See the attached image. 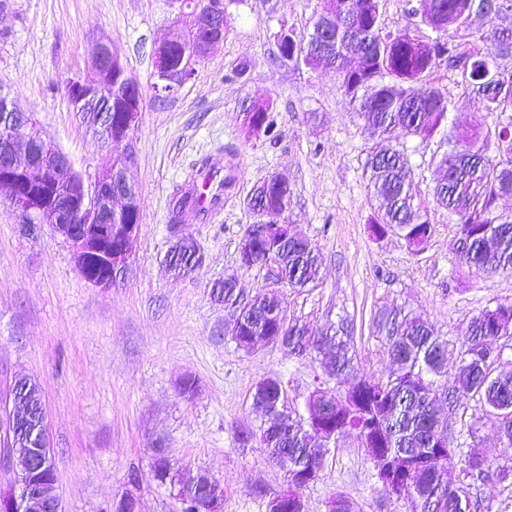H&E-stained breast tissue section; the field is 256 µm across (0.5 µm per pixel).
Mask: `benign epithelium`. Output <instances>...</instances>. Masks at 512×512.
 <instances>
[{
  "label": "benign epithelium",
  "instance_id": "benign-epithelium-1",
  "mask_svg": "<svg viewBox=\"0 0 512 512\" xmlns=\"http://www.w3.org/2000/svg\"><path fill=\"white\" fill-rule=\"evenodd\" d=\"M170 32L162 44L185 41L188 48L180 70L166 73L155 69L154 87L158 93H172L192 77L195 66L211 48L224 40L228 18H212L201 0H166ZM195 19V35L183 27L185 17ZM119 58L109 40L98 41L91 52L88 69L69 75L63 90L76 101L80 110L91 111L98 102L112 101V61ZM143 112V97L131 101L123 113L120 130L112 132V120L106 118L104 147L108 163L92 174L72 169L60 149L46 157L40 150L45 135L35 118L23 117L13 98L0 95V194L23 218L44 224L70 245L80 275L88 278L91 265L105 273L89 278L99 288H110L117 276L127 269L138 231L132 215L139 208L136 186L127 177L134 165V155L122 148L138 128ZM106 215L107 223L91 224L87 212ZM31 380L18 378L5 398V419H0V512H62L57 479L45 474L54 469L53 446L47 429L44 408L29 413L28 385ZM359 386L353 384L342 395L322 390L320 396L329 409L349 407L358 400ZM182 505H189L196 487L194 480L180 479L174 486ZM302 503L300 493L291 488L269 503L272 512H284Z\"/></svg>",
  "mask_w": 512,
  "mask_h": 512
}]
</instances>
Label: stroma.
Here are the masks:
<instances>
[{
  "label": "stroma",
  "instance_id": "stroma-1",
  "mask_svg": "<svg viewBox=\"0 0 512 512\" xmlns=\"http://www.w3.org/2000/svg\"><path fill=\"white\" fill-rule=\"evenodd\" d=\"M225 3L223 42L190 80L161 97L152 87V50L168 33L163 0H0V92L39 119L75 169L94 171L107 155L56 85L88 67L95 42H112L144 97L129 140L139 231L129 267L112 288L88 283L69 245L47 226L22 232L0 199V392L18 377L39 384L65 512H113L127 496L136 512H181L171 480L198 474L223 489V512H268L271 499L287 490L286 471L257 438L263 419L252 405L257 384L280 380L287 407L301 411L316 385L342 393L354 379L335 382L313 355H291L264 341L240 349L228 333L232 311L212 295L224 276L237 275L244 299L278 296L287 322L343 330L359 373L380 379L394 369L379 330L389 311L426 320L447 340L452 367L472 317L512 302V275L456 262V221L432 195L448 151L444 138L392 140L408 159L413 191L436 226L433 238L416 252L399 234L373 233L376 203L365 162L377 136L363 126L334 69L296 65L277 49L280 29L311 32L323 0ZM382 4L388 31L435 38L413 12L417 0ZM242 62L247 69L240 74ZM432 81L451 102L448 129L478 125L491 132L512 119L485 112L460 72L441 65ZM246 98L270 102L273 135H246L240 112ZM216 156L224 162V206L209 222L183 227L204 263L177 278L163 264L173 241L171 193L196 160ZM275 172L287 174L291 187L286 221L322 259L318 283L307 288L278 281L270 263L240 266V243L254 222L246 200ZM189 379L195 390L182 394ZM448 432L458 443L456 465L477 448L494 468H512V449L502 447L477 400L449 419ZM162 461L165 480L156 476ZM337 494L357 512H407L347 434L303 490L305 512H328Z\"/></svg>",
  "mask_w": 512,
  "mask_h": 512
}]
</instances>
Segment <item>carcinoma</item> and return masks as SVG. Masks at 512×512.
<instances>
[{
	"label": "carcinoma",
	"mask_w": 512,
	"mask_h": 512,
	"mask_svg": "<svg viewBox=\"0 0 512 512\" xmlns=\"http://www.w3.org/2000/svg\"><path fill=\"white\" fill-rule=\"evenodd\" d=\"M334 21L324 28L317 17L312 32L298 40L314 48L306 58L311 67L330 66L339 75L350 103L363 125L386 141L366 161L367 187L377 202L372 223L377 232L401 235L409 247H420L431 239L435 227L421 214L412 192L405 154L388 145L400 132L406 137L429 139L447 125L450 102L429 76L441 62L454 69L470 66L468 84L484 102L488 112H512V70L492 78L497 57L512 52V0H419L416 12L421 21L441 33L424 40L408 32H383L382 0H335ZM485 11L501 19L494 31L479 35L462 45L445 38L452 30L470 31L472 16ZM155 65L176 68L181 60L175 46L154 51ZM113 83L121 93L112 94V120L119 119L128 101L122 70L113 71ZM247 133H269L270 103L257 100L242 104ZM496 154H487L489 135L476 128L448 136V152L440 165L446 175L433 188L438 207L456 217L459 263L483 273L512 272V215L498 211L501 197L512 194V121L495 133ZM291 193L269 180L256 186L247 200L255 217L248 232L253 234L249 253L240 255L243 268L263 263V254L278 253L277 275L293 288H305L319 281L321 257L318 249L304 239L294 241L268 228L282 216L281 199ZM172 222L183 224L199 218L184 186L173 194ZM175 264L168 265L176 276L199 269L203 257L195 251L174 250ZM224 304L237 309V345L249 350L253 342L284 333L290 354L314 352L324 373L342 381L357 371L356 354L350 341L335 335L317 334L305 326L284 327L267 321L261 310L280 305L276 298L243 304L238 300L237 278L230 274L215 284ZM387 353L396 370L387 379L361 377L357 410L343 407L327 415L336 435L348 430H371L378 437L369 447L385 448L407 462L397 490L409 512H425L420 503H431V512H473L478 505L469 494L466 479L483 481L507 477L504 469H494L477 449L467 454L465 468L455 472L453 455L432 442L433 429L448 436L447 420L458 414L463 401L476 398L489 408L501 443L512 448V369L494 370V345L512 337V303H499L479 312L471 320L469 334L458 347V366L448 373L444 364L447 341L436 336L419 316L394 312L382 324ZM279 381L258 383L253 405L265 417L259 442L268 458L285 468L289 484L303 480L309 469L323 467L328 443L314 433L315 396L309 395L306 414L283 411ZM199 500L218 495V484L196 477Z\"/></svg>",
	"instance_id": "1"
}]
</instances>
